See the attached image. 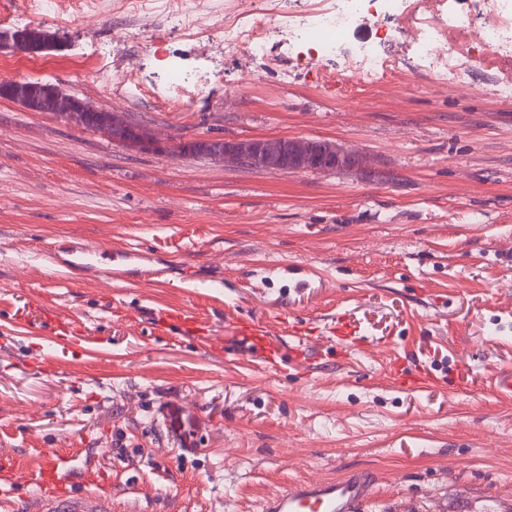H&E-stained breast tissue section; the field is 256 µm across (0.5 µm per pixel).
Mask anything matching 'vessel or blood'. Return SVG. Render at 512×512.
Wrapping results in <instances>:
<instances>
[{"instance_id":"vessel-or-blood-1","label":"vessel or blood","mask_w":512,"mask_h":512,"mask_svg":"<svg viewBox=\"0 0 512 512\" xmlns=\"http://www.w3.org/2000/svg\"><path fill=\"white\" fill-rule=\"evenodd\" d=\"M143 258L142 251L136 248L110 252L80 237L62 240L45 254L46 262L71 276L106 275L132 282L158 280L159 272L140 269ZM165 318L195 337L201 345L210 343L212 326L193 309H169ZM226 325L245 347L259 355L260 366L265 371H277L289 353L301 362L310 360L304 348L308 336L298 322H282L276 330L267 320L234 316ZM75 460L74 454L59 451L48 455L38 470L30 471L15 459H7L0 463V480L37 488L41 512H112L109 492L73 493L71 482L78 473ZM369 501V480L364 473L353 471L339 480L308 482L284 490L268 498L262 509L263 512H364Z\"/></svg>"}]
</instances>
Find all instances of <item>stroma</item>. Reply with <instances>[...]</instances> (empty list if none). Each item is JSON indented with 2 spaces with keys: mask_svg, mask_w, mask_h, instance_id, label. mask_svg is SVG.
<instances>
[{
  "mask_svg": "<svg viewBox=\"0 0 512 512\" xmlns=\"http://www.w3.org/2000/svg\"><path fill=\"white\" fill-rule=\"evenodd\" d=\"M374 78L270 37L251 56L162 14L120 9L66 25L39 50L0 49L15 81H47L126 113L159 138L315 139L365 164L283 174L136 151L0 99V454L29 469L66 449L103 473L113 512H261L305 480L369 470L366 512H512V103L493 85L512 54L446 89L397 37ZM109 51L112 80L96 77ZM204 85L180 106L173 70ZM137 247L165 284L64 281L38 256L68 236ZM46 322L15 317L29 303ZM188 306L214 350L160 321ZM348 314L358 353L266 372L225 318L322 329ZM427 372L409 393L391 360ZM469 376L477 391L457 392Z\"/></svg>",
  "mask_w": 512,
  "mask_h": 512,
  "instance_id": "stroma-1",
  "label": "stroma"
}]
</instances>
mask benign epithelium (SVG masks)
Instances as JSON below:
<instances>
[{
	"label": "benign epithelium",
	"instance_id": "7a95c632",
	"mask_svg": "<svg viewBox=\"0 0 512 512\" xmlns=\"http://www.w3.org/2000/svg\"><path fill=\"white\" fill-rule=\"evenodd\" d=\"M41 111L65 117L76 126H83V112H95L97 108L78 103L70 97H51L41 104ZM114 140L139 151H193L227 164L242 162L258 168L279 170L285 173L296 170L325 171L333 168L354 166L360 158L347 153L334 144L322 140H294L286 138H252L225 140L214 138L180 137L162 141L151 137L147 125L134 122L127 116L112 113L109 116Z\"/></svg>",
	"mask_w": 512,
	"mask_h": 512
}]
</instances>
